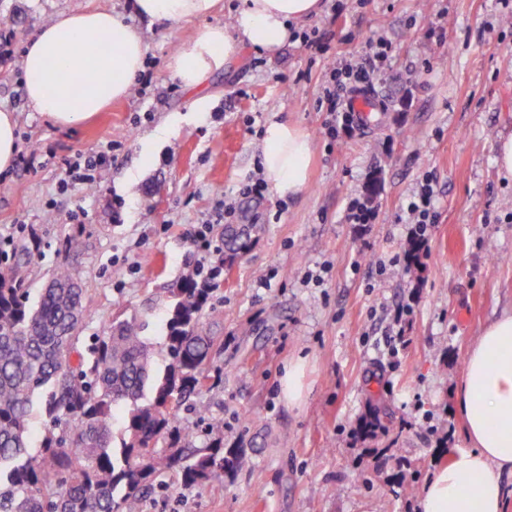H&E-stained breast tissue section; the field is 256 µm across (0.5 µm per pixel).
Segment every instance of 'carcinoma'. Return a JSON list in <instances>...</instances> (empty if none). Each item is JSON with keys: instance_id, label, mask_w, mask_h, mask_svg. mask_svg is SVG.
<instances>
[{"instance_id": "cac0c4a2", "label": "carcinoma", "mask_w": 512, "mask_h": 512, "mask_svg": "<svg viewBox=\"0 0 512 512\" xmlns=\"http://www.w3.org/2000/svg\"><path fill=\"white\" fill-rule=\"evenodd\" d=\"M245 232L224 227V258L248 249ZM38 245L32 231L0 261V512H127L168 471L192 486L241 468L244 455L222 439L185 453L193 435L177 426L181 403L210 374L215 337L202 317L211 289L193 273L171 289L159 374L136 318L79 351L89 311L70 268H57L30 301L24 265ZM37 404L46 423L36 432Z\"/></svg>"}]
</instances>
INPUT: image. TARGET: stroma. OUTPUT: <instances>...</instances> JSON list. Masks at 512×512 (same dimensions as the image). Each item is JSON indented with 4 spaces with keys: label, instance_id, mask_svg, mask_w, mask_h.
<instances>
[{
    "label": "stroma",
    "instance_id": "stroma-1",
    "mask_svg": "<svg viewBox=\"0 0 512 512\" xmlns=\"http://www.w3.org/2000/svg\"><path fill=\"white\" fill-rule=\"evenodd\" d=\"M83 9L120 13L143 32L152 80L60 128L30 107L20 61L42 23ZM507 13L500 0H323L297 28L328 33V53L291 41L269 57L242 45L188 90L168 62L192 25L141 18L134 0H0L12 50L0 60V110L15 114L21 151L34 156L31 169L0 176V242L36 230L32 294L55 268L74 270L90 312L81 348L116 318L135 317L163 369L170 290L198 261H217L194 232L209 224L222 239L226 200L233 223L252 227L249 249L224 264L206 308L218 338L210 380L178 412L200 446L215 436L210 422H222L218 436L247 464L192 487L167 473L132 512H404L398 482L423 487L450 449L464 447L456 397L467 351L512 310V180L495 163L497 139L512 134ZM380 33L393 53L374 81L375 121L330 138L318 107L325 74L336 60L360 59ZM272 120L312 139L306 185L289 198H243ZM106 147L112 162L97 183L60 192L77 152ZM427 175L439 222L421 270L409 273L389 259L406 246V201ZM366 195L377 222L343 223L348 200ZM71 237L80 244L69 250ZM324 263L323 283L304 285L303 273ZM405 302L414 313L393 355L389 312ZM300 359L307 397L291 407L281 384ZM374 407L383 430L365 446L384 454L360 481L365 446L351 434Z\"/></svg>",
    "mask_w": 512,
    "mask_h": 512
}]
</instances>
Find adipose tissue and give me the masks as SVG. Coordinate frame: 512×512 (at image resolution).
<instances>
[{
  "instance_id": "1",
  "label": "adipose tissue",
  "mask_w": 512,
  "mask_h": 512,
  "mask_svg": "<svg viewBox=\"0 0 512 512\" xmlns=\"http://www.w3.org/2000/svg\"><path fill=\"white\" fill-rule=\"evenodd\" d=\"M220 0H135L137 14L158 22H193V37L169 68L186 88L201 84L239 42L269 55L291 39V24L320 13L321 0H239L235 30L211 23ZM142 32L117 13L61 12L29 38L22 59L26 98L52 123L71 128L126 97L143 70ZM312 142L296 127L271 122L264 167L278 196L305 185ZM467 445L425 483L420 512H504L503 476L512 473V311L488 323L468 353L456 402Z\"/></svg>"
}]
</instances>
